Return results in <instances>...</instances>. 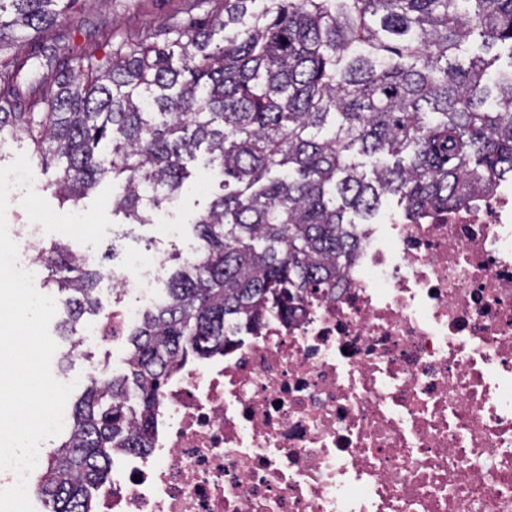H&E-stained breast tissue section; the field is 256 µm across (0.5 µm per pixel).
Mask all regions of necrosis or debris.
<instances>
[{"instance_id":"necrosis-or-debris-1","label":"necrosis or debris","mask_w":512,"mask_h":512,"mask_svg":"<svg viewBox=\"0 0 512 512\" xmlns=\"http://www.w3.org/2000/svg\"><path fill=\"white\" fill-rule=\"evenodd\" d=\"M162 271L106 278L133 301L75 347L137 323ZM226 334L169 375L96 512H512V183L389 217L338 287Z\"/></svg>"}]
</instances>
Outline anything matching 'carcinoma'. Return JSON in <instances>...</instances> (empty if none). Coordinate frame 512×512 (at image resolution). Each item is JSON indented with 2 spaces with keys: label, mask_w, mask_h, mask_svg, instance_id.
Listing matches in <instances>:
<instances>
[{
  "label": "carcinoma",
  "mask_w": 512,
  "mask_h": 512,
  "mask_svg": "<svg viewBox=\"0 0 512 512\" xmlns=\"http://www.w3.org/2000/svg\"><path fill=\"white\" fill-rule=\"evenodd\" d=\"M74 2L0 0V135L55 160L62 205L112 179L134 224L203 144L224 193L192 222L200 255L129 334L128 373L75 403L39 480L52 512H94L112 453L151 447L164 380L224 348L227 322L336 287L385 198L413 220L512 179V0H186L134 39L103 32L101 56L66 37ZM38 257L71 335L101 273L61 241Z\"/></svg>",
  "instance_id": "carcinoma-1"
}]
</instances>
